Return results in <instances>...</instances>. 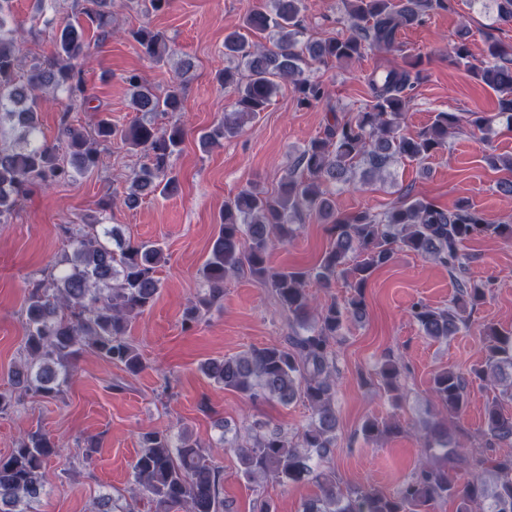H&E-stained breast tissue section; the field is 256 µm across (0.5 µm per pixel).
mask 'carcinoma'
Segmentation results:
<instances>
[{"label":"carcinoma","mask_w":512,"mask_h":512,"mask_svg":"<svg viewBox=\"0 0 512 512\" xmlns=\"http://www.w3.org/2000/svg\"><path fill=\"white\" fill-rule=\"evenodd\" d=\"M11 2L0 0V224L8 223L32 186L65 184L74 173L95 169L99 146L114 141L140 150L146 163L128 176L123 190L112 191L101 208L118 201L133 209L150 194H173L178 182L171 160L181 150L185 130L176 122L161 125L157 118L184 110L182 78H173L159 90L140 73H128L129 104L140 114L129 127L106 116L83 131L70 122V111L61 112L59 133L68 147V160L63 161L42 139L38 112L60 92L73 103L89 101L78 61L90 42L79 21H65L53 32L50 53L21 72L23 47L17 27L10 25ZM345 4V32L335 37H306L303 0H264L247 11L240 28L224 36V56L238 65L218 71L215 78L233 90L235 99L224 120L201 134L204 147L236 136L245 120L265 111L277 91V80L291 81L298 102L310 105L325 97L322 84L310 75L313 64L349 63L369 50L380 58L368 78L371 104L366 111L331 117L323 136L309 142L275 190L251 184L224 204L201 271L207 288L185 309L184 324L198 322L203 310L224 297V282L246 271L271 289L291 333L282 345L211 358L200 370L255 403L288 405L300 399L310 407L311 416L292 435L266 421L248 427L244 437L223 434L219 443L236 452L240 476L256 494L253 512H275L259 486L269 479L317 486L318 494L303 503L301 512H435L450 499L457 502L456 512H512V413L504 409V403L512 402V332L494 325L483 327L485 355L471 369V381L497 390L485 404L480 447H459L455 420L467 408L468 380L448 367L433 377L437 413L422 435L424 460L396 488L384 492L372 486H344L335 472L324 468L336 447V345L349 322L366 316L363 289L372 275L392 263L400 251L447 267L457 287L448 306L419 301L409 309V317L426 338L446 342L470 328L473 314L488 294L485 282L467 274L461 247L475 237L512 240L511 222H493L467 200L443 209L403 193L381 214L336 213L328 185L352 183L361 167L370 177L379 176L398 157L424 162L445 147L462 124L481 134L489 124L476 112L465 116L437 112L416 135L402 132L408 90L420 78L421 60L394 65L387 55L396 48L401 30L423 23L446 0H345ZM81 13L105 34L112 26V0H83ZM245 30L266 33L270 46L250 42ZM128 35L150 61L158 63L170 56L167 38L149 23L130 29ZM468 38V28L457 31L455 59L498 94V115L512 128V54L493 43L488 59L474 64ZM484 162L512 174V155L488 153ZM303 211L329 224L328 248L313 267L272 268L270 251L275 242L295 237L296 219ZM64 234L73 246L65 259L68 267L50 273L29 290L22 357L8 373V388L0 389V414L18 405L24 395L60 397L85 354L131 374L143 368L142 355L129 337L130 318L151 308L159 294L163 249L153 242L123 238L116 225L67 226ZM338 280L348 288L346 298L314 304L308 283L328 290ZM403 375L404 365L393 355L378 370L383 389L396 405L403 401ZM362 432L367 442L377 444L403 429L396 422L372 417L364 422ZM62 447L60 440L32 432L18 440L9 454L0 455V512H32V504L44 494L46 466ZM132 477L130 498L102 493L93 512H142L144 505L151 512H229L222 497L223 471L212 450L186 433L173 440L170 427L141 434Z\"/></svg>","instance_id":"1"}]
</instances>
